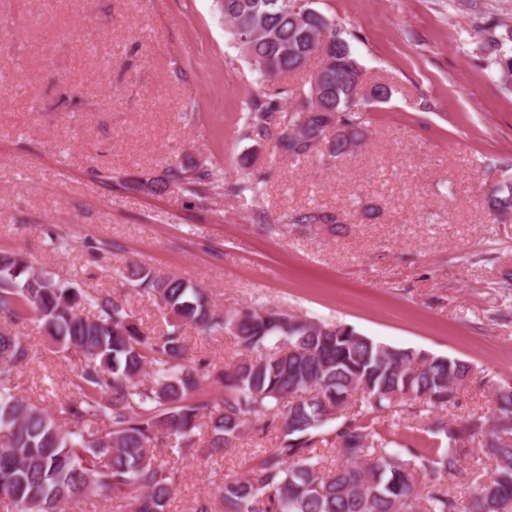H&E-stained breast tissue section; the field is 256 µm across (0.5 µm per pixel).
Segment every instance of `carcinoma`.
Instances as JSON below:
<instances>
[{
    "label": "carcinoma",
    "mask_w": 512,
    "mask_h": 512,
    "mask_svg": "<svg viewBox=\"0 0 512 512\" xmlns=\"http://www.w3.org/2000/svg\"><path fill=\"white\" fill-rule=\"evenodd\" d=\"M216 2L226 33L263 82L297 70L323 36L334 39L330 65L310 76L294 111H282L286 87L246 96L242 139L263 140L282 126L275 149L306 159L333 122L345 134L326 141L323 158L350 154V141L364 138L354 104L363 71L336 20L320 11L301 18L290 9L292 0H277L266 28L254 35L252 14L267 0ZM173 183L196 195L222 190L254 200L261 191L248 177L229 181L182 167L134 189L161 194ZM486 203L501 214L511 211L512 179L487 191ZM290 221L333 232L338 224L317 209L298 211ZM125 279L156 299L170 330L151 336L127 302L89 294L35 270L19 253L0 251V315L12 324H38L54 352L78 358L72 395L56 417L15 392V370L30 360V349L25 337L0 327L4 512H65L66 504L104 493L127 501L128 512H164L176 472L158 460L156 448L193 458L205 439L216 455L246 430L264 433L275 425L278 447L218 488L230 512H512V386L494 388L497 423L473 413L453 428L436 411L456 403L463 382L471 381L466 361L392 347L278 306L254 303L217 314L203 289L161 270L132 265ZM185 325L230 333L238 356L222 370L188 359ZM207 387L220 398H206ZM422 417L448 434V447L389 450L386 427ZM476 442L492 448L496 466L469 502L441 483L419 491L420 475L453 474ZM322 447L342 464L325 468L316 454Z\"/></svg>",
    "instance_id": "1"
}]
</instances>
